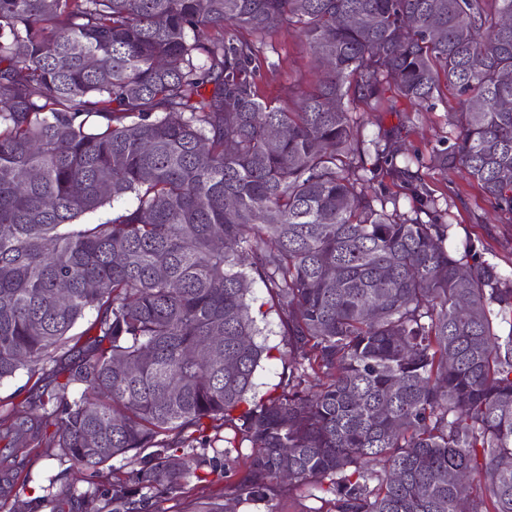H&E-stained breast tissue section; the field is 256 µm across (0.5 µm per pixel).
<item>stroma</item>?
I'll list each match as a JSON object with an SVG mask.
<instances>
[{
  "label": "stroma",
  "mask_w": 512,
  "mask_h": 512,
  "mask_svg": "<svg viewBox=\"0 0 512 512\" xmlns=\"http://www.w3.org/2000/svg\"><path fill=\"white\" fill-rule=\"evenodd\" d=\"M267 64L261 70V93L276 99L279 106L291 109L293 97L285 92L288 84L315 81L317 64L299 28L282 27L265 40ZM451 89H441L433 108L415 111L405 99L394 98L377 112H356L364 140L377 139L379 133L402 127L404 146L418 152L420 174L442 211L443 223L452 227L448 247L463 252L466 243L478 246L483 260L495 264L503 276L512 278V223L498 213L481 186L460 169L442 170L434 166V149L453 141L456 131L448 114L457 107ZM251 304L261 307L265 342L273 348L271 358L262 360L255 373V393L277 392L288 373V345L281 334L280 321L266 289L254 284ZM11 493L0 492V512H112L108 497L87 495V475L67 459L47 456L45 449L33 448L18 455L8 473Z\"/></svg>",
  "instance_id": "obj_1"
}]
</instances>
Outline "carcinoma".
Returning <instances> with one entry per match:
<instances>
[{"instance_id": "1", "label": "carcinoma", "mask_w": 512, "mask_h": 512, "mask_svg": "<svg viewBox=\"0 0 512 512\" xmlns=\"http://www.w3.org/2000/svg\"><path fill=\"white\" fill-rule=\"evenodd\" d=\"M509 14L512 0H0V380L37 376L0 436L94 473L134 460L106 489L114 512H164L226 476L185 449L228 461L244 441L224 486L237 504L309 485L332 495L327 512H460L453 471L484 483L465 512H512V327L492 321L512 314V282L473 243L448 252L401 132L370 148L352 120L391 89L430 105L445 80L457 135L433 161L464 168L512 222ZM283 25L322 68L288 86L294 111L259 94L263 41L231 34ZM381 173L411 186L413 216L367 193ZM127 195L136 205L84 221ZM257 281L290 359L259 401ZM90 311L93 337L67 350ZM218 420L234 433L221 448L183 436Z\"/></svg>"}]
</instances>
